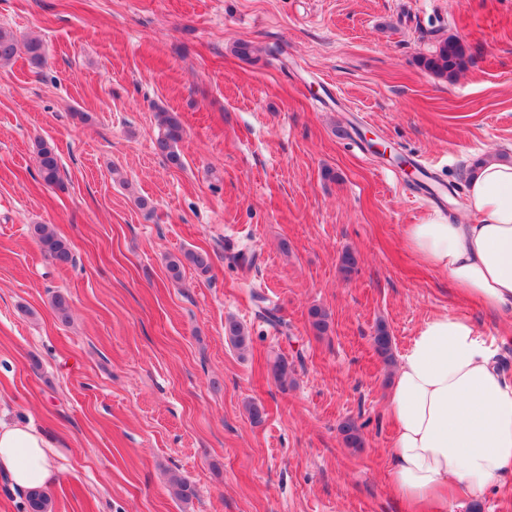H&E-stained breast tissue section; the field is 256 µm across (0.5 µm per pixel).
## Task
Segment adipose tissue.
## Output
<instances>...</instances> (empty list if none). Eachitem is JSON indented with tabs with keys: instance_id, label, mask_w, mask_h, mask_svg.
I'll use <instances>...</instances> for the list:
<instances>
[{
	"instance_id": "ef3b65f1",
	"label": "adipose tissue",
	"mask_w": 512,
	"mask_h": 512,
	"mask_svg": "<svg viewBox=\"0 0 512 512\" xmlns=\"http://www.w3.org/2000/svg\"><path fill=\"white\" fill-rule=\"evenodd\" d=\"M468 223L436 215L404 229L406 247L493 311L512 310V158L467 175ZM389 486L408 512H448L512 472V378L461 316L426 320L397 360ZM45 432L0 420V477L22 492L59 481Z\"/></svg>"
}]
</instances>
